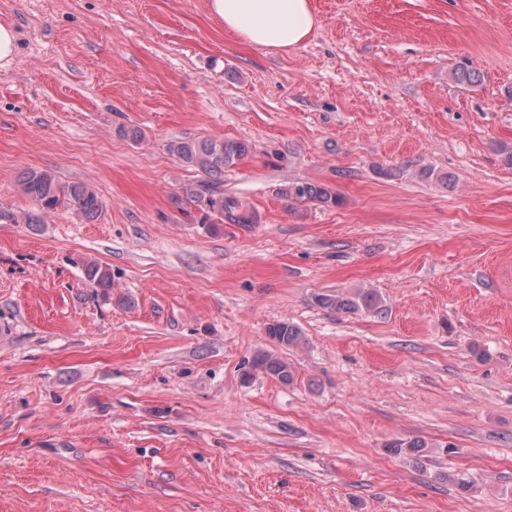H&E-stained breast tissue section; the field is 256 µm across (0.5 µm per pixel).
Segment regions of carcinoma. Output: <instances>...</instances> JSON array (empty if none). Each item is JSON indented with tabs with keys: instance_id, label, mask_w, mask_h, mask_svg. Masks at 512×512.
<instances>
[{
	"instance_id": "obj_1",
	"label": "carcinoma",
	"mask_w": 512,
	"mask_h": 512,
	"mask_svg": "<svg viewBox=\"0 0 512 512\" xmlns=\"http://www.w3.org/2000/svg\"><path fill=\"white\" fill-rule=\"evenodd\" d=\"M168 149L185 165L197 168L217 180L224 175V170L233 167L248 152L245 143L224 139L174 141L168 145ZM19 183L24 194L35 203V208L20 213L0 209V222L41 224L45 216L63 206L87 220H93L105 207L104 200L94 188L81 182H64L50 170L26 169L19 175ZM183 192L199 202L207 201L208 209L220 215L226 210L239 207L238 202L224 200V195L219 192L207 198L191 186L183 188ZM283 194L297 202L336 203L335 196L328 189L309 182H293ZM83 267L85 279L91 287L104 291L112 288V273L108 268L96 261L86 262ZM318 302L338 311H373L380 308L381 298L374 292L360 291L353 298L323 295ZM267 335L284 349L298 347L304 342L301 331L287 321L270 324ZM251 368L263 371L284 385L295 380L291 364L275 353L257 354L251 362Z\"/></svg>"
}]
</instances>
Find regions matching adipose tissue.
Here are the masks:
<instances>
[{
	"label": "adipose tissue",
	"instance_id": "ef3b65f1",
	"mask_svg": "<svg viewBox=\"0 0 512 512\" xmlns=\"http://www.w3.org/2000/svg\"><path fill=\"white\" fill-rule=\"evenodd\" d=\"M225 32L269 52L304 42L318 24L311 0H208Z\"/></svg>",
	"mask_w": 512,
	"mask_h": 512
}]
</instances>
